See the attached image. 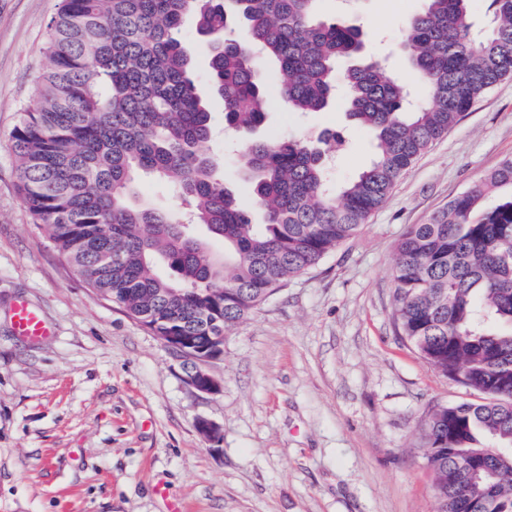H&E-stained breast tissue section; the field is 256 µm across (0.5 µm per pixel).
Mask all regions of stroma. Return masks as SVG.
<instances>
[{"label":"stroma","mask_w":512,"mask_h":512,"mask_svg":"<svg viewBox=\"0 0 512 512\" xmlns=\"http://www.w3.org/2000/svg\"><path fill=\"white\" fill-rule=\"evenodd\" d=\"M59 0H0V512H437L421 429L440 403L475 401L399 335L396 247L454 196L512 158V77L500 80L400 177L357 233L290 278L225 333L208 370L222 389L182 379L183 359L91 290L35 224L19 193L11 133L43 74ZM423 0H322L326 18L360 25L368 53L400 52L406 17ZM198 90L215 120L213 156L244 192L237 152L209 80L210 44L183 22ZM264 132L312 139L343 132L333 175L373 157L344 99L320 112L271 103ZM39 309L55 334L32 343L11 321ZM217 423L219 445L198 433Z\"/></svg>","instance_id":"35a3bbf8"}]
</instances>
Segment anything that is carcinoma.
Returning a JSON list of instances; mask_svg holds the SVG:
<instances>
[{"label":"carcinoma","mask_w":512,"mask_h":512,"mask_svg":"<svg viewBox=\"0 0 512 512\" xmlns=\"http://www.w3.org/2000/svg\"><path fill=\"white\" fill-rule=\"evenodd\" d=\"M320 0H61L48 24L44 72L12 132L20 194L82 280L128 314L169 322L202 342L246 319L288 279L356 234L401 175L484 93L512 76V0H492L483 25L470 0H424L407 18L410 80L361 54V29L323 20ZM213 37L211 83L224 115L254 130L277 99L318 112L344 94L374 156L330 181L318 142L252 141L239 168L250 207L205 151L212 116L191 75L182 22ZM275 63L262 71L261 60ZM147 174L171 185L176 211L135 200ZM512 188V158L490 174ZM201 225L224 257L192 236ZM162 262L171 275L153 267ZM398 332L435 370L484 402L438 404L423 426L438 512H512V194L453 197L410 225L393 271Z\"/></svg>","instance_id":"cac0c4a2"}]
</instances>
